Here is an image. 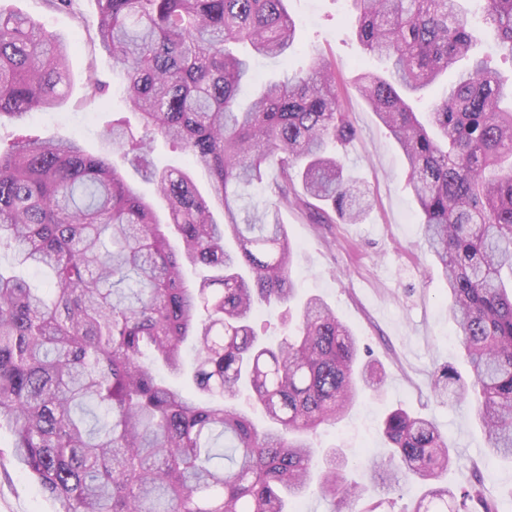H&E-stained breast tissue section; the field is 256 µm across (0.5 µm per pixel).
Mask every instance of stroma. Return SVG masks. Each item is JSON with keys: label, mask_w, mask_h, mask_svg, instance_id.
I'll list each match as a JSON object with an SVG mask.
<instances>
[{"label": "stroma", "mask_w": 512, "mask_h": 512, "mask_svg": "<svg viewBox=\"0 0 512 512\" xmlns=\"http://www.w3.org/2000/svg\"><path fill=\"white\" fill-rule=\"evenodd\" d=\"M0 9L25 14L72 42V84L66 100L56 109L34 113L27 129L41 136L77 137L89 152H99L100 130L127 105L120 95L119 69L90 40L97 18L95 0H80L78 19L48 8L45 0H0ZM288 11L296 24L294 55L286 61L256 62L247 92L256 94L267 81L306 66L315 51L326 53L356 130L346 165L373 196V206L359 224H312L299 211H283L281 221L297 247L293 279L300 297L323 296L386 371L380 391L363 398L342 423L319 428L313 441L322 448L342 449L349 465L362 473L388 451L382 434L386 413L402 408L428 415L456 452L454 466L443 477L449 489L460 491L481 477L503 512H512V465L489 457L473 404L448 408L431 396L435 371L450 365L463 373L467 366L448 313L446 284L423 245L420 210L408 184L405 159L354 86L357 75L381 63L356 39L351 0H288ZM91 70L104 92L87 104L84 81ZM10 444V433L0 430V512H55L54 501L13 460ZM421 492L411 479L389 491L370 484L349 512H362L366 504L382 498L388 502L387 512H412Z\"/></svg>", "instance_id": "stroma-1"}]
</instances>
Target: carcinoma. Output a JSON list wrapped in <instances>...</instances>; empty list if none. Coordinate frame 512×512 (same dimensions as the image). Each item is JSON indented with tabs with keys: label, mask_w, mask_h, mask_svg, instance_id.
<instances>
[{
	"label": "carcinoma",
	"mask_w": 512,
	"mask_h": 512,
	"mask_svg": "<svg viewBox=\"0 0 512 512\" xmlns=\"http://www.w3.org/2000/svg\"><path fill=\"white\" fill-rule=\"evenodd\" d=\"M285 2L97 0V45L138 120H112L97 154L21 130L64 101L69 43L0 12V125L19 127L0 140V428L56 512H298L310 493L342 512L359 499L343 451L312 437L383 371L320 296L274 342L254 326L262 306L295 298L282 210L358 224L372 206L345 166L356 131L327 57L238 98L254 60L293 49ZM460 2L353 0L360 45L388 63L357 83L404 155L470 373L446 368L431 393L475 397L489 455L511 463L512 78L474 48L490 28L512 59V0ZM157 136L189 167L152 163ZM6 252L53 288L11 275ZM189 266L204 269L198 280ZM383 435L393 452L372 479L417 477L413 512H499L479 482L459 494L439 484L453 457L432 419L397 408Z\"/></svg>",
	"instance_id": "carcinoma-1"
}]
</instances>
